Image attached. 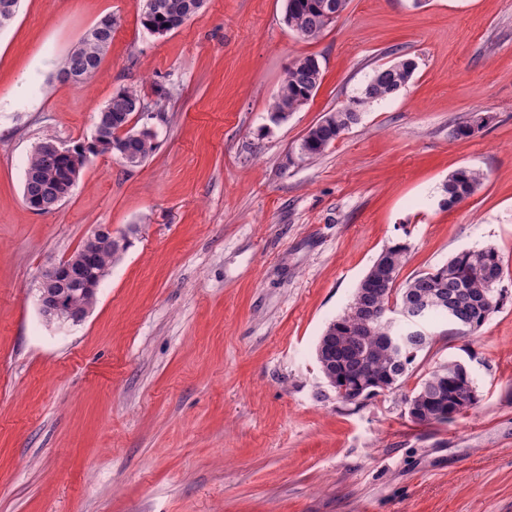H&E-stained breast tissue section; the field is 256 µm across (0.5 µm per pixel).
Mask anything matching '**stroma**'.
Wrapping results in <instances>:
<instances>
[{
	"label": "stroma",
	"mask_w": 512,
	"mask_h": 512,
	"mask_svg": "<svg viewBox=\"0 0 512 512\" xmlns=\"http://www.w3.org/2000/svg\"><path fill=\"white\" fill-rule=\"evenodd\" d=\"M284 14L285 0H205L159 37L138 0H21L0 29V512H512V0H348L309 41ZM107 15L99 73L59 82ZM307 55L318 92L272 122L284 70ZM402 59L416 69L398 95L299 154L325 113ZM130 85L163 105L135 120L154 154L131 169L90 157L59 208L28 209L35 145L90 141ZM463 167L483 185L441 208ZM99 224L126 251L83 323L46 322L43 268ZM397 243L403 281L494 246L501 305L473 335L431 324L398 388L347 404L316 345ZM450 360L477 405L415 423L405 396Z\"/></svg>",
	"instance_id": "35a3bbf8"
}]
</instances>
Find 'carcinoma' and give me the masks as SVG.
Returning a JSON list of instances; mask_svg holds the SVG:
<instances>
[{
  "label": "carcinoma",
  "mask_w": 512,
  "mask_h": 512,
  "mask_svg": "<svg viewBox=\"0 0 512 512\" xmlns=\"http://www.w3.org/2000/svg\"><path fill=\"white\" fill-rule=\"evenodd\" d=\"M323 0H286L288 27L306 40H314L334 23L324 15ZM204 0H143L141 23L154 33L186 13L189 7L200 10ZM106 52L101 35L83 36L61 66V70L77 63L90 67L89 76L98 73ZM415 63L403 60L392 65L373 69L362 95L349 100V108L329 112L313 125L301 140L300 154L314 157L322 154L360 118V108L372 101L394 96L411 79ZM323 80L320 61L315 56L295 60L286 69L277 96L269 106L270 114H291L308 103L316 94ZM143 97L131 86L124 88L107 102L102 111L112 110V132L102 135L105 153L125 139L119 134L123 124L139 112ZM128 151L145 162L156 150L155 136L148 131L127 145ZM49 172L45 159L33 152L28 160L24 191L33 201L46 195L52 186L53 175L64 177L67 163L58 159ZM484 174L473 168L452 172L443 186L441 206L451 209L471 197L483 184ZM125 237L103 242L97 249V270L107 272L127 249ZM408 247L397 244L385 248L356 288L343 313L329 323L316 346V359L329 385L335 392L368 389L363 399L385 390H393L409 374V368L417 356L430 348L432 335L410 336L405 331L406 342L394 349L384 342L390 335L386 324H371L370 332L361 337L356 346L355 360L339 355L338 349L352 342V336L362 329V305L390 306L399 309L412 303L414 298L431 301L428 321L443 319L440 300H448L464 312L461 325L467 334L479 331L492 314L498 311L501 295L497 285L503 276L502 257L496 248L462 250L431 272L418 273L396 287L401 269L407 260ZM51 295L72 305L73 315L90 309L96 301V293L84 280L64 278ZM478 403L475 383L466 366L458 361H448L435 366L419 382L413 394L406 399L408 414L418 423L444 424Z\"/></svg>",
  "instance_id": "carcinoma-1"
}]
</instances>
